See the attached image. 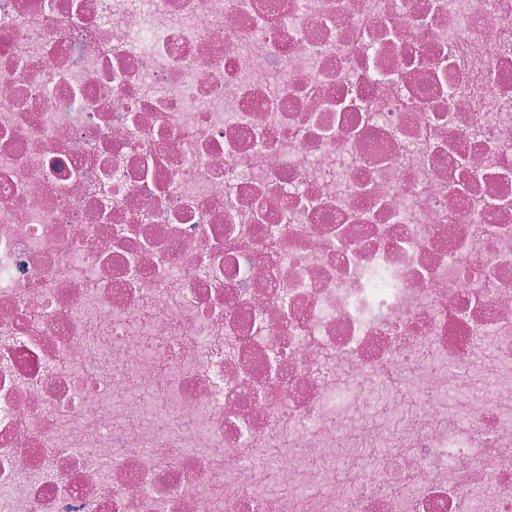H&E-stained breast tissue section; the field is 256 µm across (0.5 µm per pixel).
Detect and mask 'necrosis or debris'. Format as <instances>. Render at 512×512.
Returning <instances> with one entry per match:
<instances>
[{
  "instance_id": "obj_1",
  "label": "necrosis or debris",
  "mask_w": 512,
  "mask_h": 512,
  "mask_svg": "<svg viewBox=\"0 0 512 512\" xmlns=\"http://www.w3.org/2000/svg\"><path fill=\"white\" fill-rule=\"evenodd\" d=\"M473 507L512 0H0V512Z\"/></svg>"
}]
</instances>
